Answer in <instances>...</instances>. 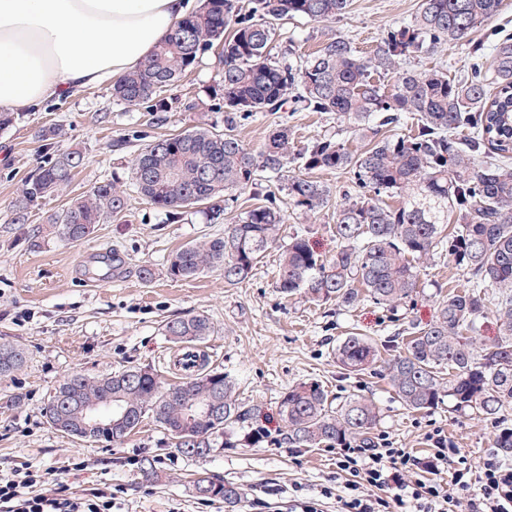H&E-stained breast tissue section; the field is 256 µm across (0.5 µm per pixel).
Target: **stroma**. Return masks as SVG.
Returning a JSON list of instances; mask_svg holds the SVG:
<instances>
[{"label": "stroma", "instance_id": "stroma-1", "mask_svg": "<svg viewBox=\"0 0 512 512\" xmlns=\"http://www.w3.org/2000/svg\"><path fill=\"white\" fill-rule=\"evenodd\" d=\"M420 3L348 0L345 13L333 20L278 22L270 54L280 63L294 64L339 36L348 39L358 54H369L388 31L410 24ZM511 44L512 0H503L499 14L467 40L441 42L433 53L407 60L405 67L452 78L477 73L491 86L492 52ZM222 74L223 61L213 49L168 88L167 111L151 112L115 101L111 85L103 84L17 112L13 124L0 130V344L17 343L28 353L20 370L0 375V474L24 465L56 473L77 493L109 486L118 489L122 512H225L223 501L202 499L190 490V474L204 471L235 484L245 497L261 485L277 487L263 512H278L281 502L293 496L320 501L323 512H335L336 497L345 485L336 476L335 449L293 448L280 442L277 434L283 392L306 380L319 381L333 397L355 391L373 398L382 413L376 432L394 447L427 454V435L438 429L471 462L493 455L499 433L512 428V404L490 418L459 413L444 404L412 412L382 376L349 375L334 361L336 345L345 336L399 343L429 325L449 293L469 283L467 269L447 251H437L421 265L416 293L392 310L368 301L345 309L333 303L319 306L300 295L283 299L276 287L281 253L277 246L264 254L250 278L236 286H225L219 271L189 279L165 275L171 251L223 234L225 225L271 200L286 217L282 239L305 237L315 251L332 256L336 207L358 193L351 170L313 172V179L329 189L331 204L306 215L288 196V181L299 173L292 162L276 175L258 173L229 201L220 224L210 223L199 207L168 219L163 210L135 194L132 168L137 154L156 138L196 127L216 133L232 129L254 150L279 127L288 128L293 154L323 137L340 140L355 154L367 148V141L356 136L344 118L292 105L227 125ZM48 128L61 131L52 141L55 152L79 147L85 163L62 191L32 208L28 223H11L22 185L45 155L38 132ZM102 180L129 192L126 210L97 225L88 239L70 244L52 239L31 247L33 229L44 227L51 214ZM114 249L123 253L127 273L106 279L92 275L95 258ZM145 264L156 270L153 282H142L135 274ZM199 313L214 324L213 334L203 343L209 368L235 381L241 403L260 408L257 424L269 433L265 441L224 447L207 459L191 460L172 447L150 417L123 444L104 448L50 427L45 407L59 381L72 372L98 377L140 366L156 370L166 383H177L167 364L174 344L165 336L163 324ZM146 455L157 459L160 482L144 484L137 479L129 460ZM78 458L88 461L87 470H70Z\"/></svg>", "mask_w": 512, "mask_h": 512}]
</instances>
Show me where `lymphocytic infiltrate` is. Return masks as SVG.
<instances>
[{"label":"lymphocytic infiltrate","instance_id":"f902f5d3","mask_svg":"<svg viewBox=\"0 0 512 512\" xmlns=\"http://www.w3.org/2000/svg\"><path fill=\"white\" fill-rule=\"evenodd\" d=\"M431 455L420 457L381 439L365 448L345 445L336 451V469L347 477L336 512H449L450 496L466 512H512V467L496 457L472 465L441 433H433ZM416 481H408V474ZM450 474L454 493L441 477ZM117 494L95 488L78 494L51 473L22 468L0 476V512H113Z\"/></svg>","mask_w":512,"mask_h":512}]
</instances>
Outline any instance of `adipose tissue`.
<instances>
[{"label": "adipose tissue", "mask_w": 512, "mask_h": 512, "mask_svg": "<svg viewBox=\"0 0 512 512\" xmlns=\"http://www.w3.org/2000/svg\"><path fill=\"white\" fill-rule=\"evenodd\" d=\"M190 9L191 0H0V112L134 71Z\"/></svg>", "instance_id": "obj_1"}]
</instances>
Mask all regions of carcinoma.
Returning a JSON list of instances; mask_svg holds the SVG:
<instances>
[{
	"instance_id": "1",
	"label": "carcinoma",
	"mask_w": 512,
	"mask_h": 512,
	"mask_svg": "<svg viewBox=\"0 0 512 512\" xmlns=\"http://www.w3.org/2000/svg\"><path fill=\"white\" fill-rule=\"evenodd\" d=\"M502 0H421L414 21L387 34L370 56L337 37L297 65L281 66L267 52L277 22L295 16L332 20L348 0H253L250 13L238 0H204L201 9L178 21L142 68L112 85V97L151 112L168 109L163 93L190 69L201 53L218 45L224 61V111L243 118L279 112L288 101L313 112L348 120L369 147L354 154L339 140L323 139L302 153L304 170L352 168L355 199L336 208V254L326 258L295 236L280 254L277 288L290 298L304 295L317 304L345 308L367 300L393 309L416 292L420 265L437 250L468 268V289L444 300L436 319L414 332L398 354L388 345L358 335L336 345L337 366L350 373H383L404 407L428 411L442 401L459 412L492 417L512 402V46L493 57L498 85L487 91L480 80L459 82L442 72L417 74L403 61L428 53L444 40L468 38L495 16ZM394 71L393 88L374 80ZM417 126L393 138H378V128L397 124L402 115ZM469 129L462 141L457 132ZM288 128L273 132L253 152L231 133L196 128L158 138L134 161L133 188L169 217L196 205L206 206L213 224L224 223L226 197L246 188L257 172L277 174L288 164ZM84 163L82 150L54 154L25 180L11 223L25 224L29 209L58 193ZM396 195V206L379 196ZM294 205L315 214L329 204V191L310 176L288 183ZM128 197L110 181L54 214L48 228L30 235L38 247L49 234L61 242L88 238L97 225L124 211ZM456 216L445 235L448 214ZM285 217L270 202L248 210L224 235L188 243L173 252L165 267L172 279H188L214 268L224 284L236 286L253 272L259 258L277 243ZM502 290L498 297L488 289ZM495 308L499 336L488 344L469 335L476 321ZM165 335L179 343H199L214 332L204 314L176 317ZM26 351L0 344V374L19 369ZM118 406L125 418L112 417L92 433L83 412ZM152 415L183 456L195 460L229 447L228 435L245 427L254 411L236 397L228 375L203 370L177 385L165 384L153 369L132 367L101 377L68 375L46 408L56 431L87 443H123ZM283 440L294 448L341 445L348 438L370 443L380 409L370 398L350 393L335 400L315 381L299 382L279 402ZM209 452L198 453L196 449ZM138 479L161 480L153 458L139 461ZM192 492L224 501L238 512V488L217 482L205 471L191 480Z\"/></svg>"
}]
</instances>
